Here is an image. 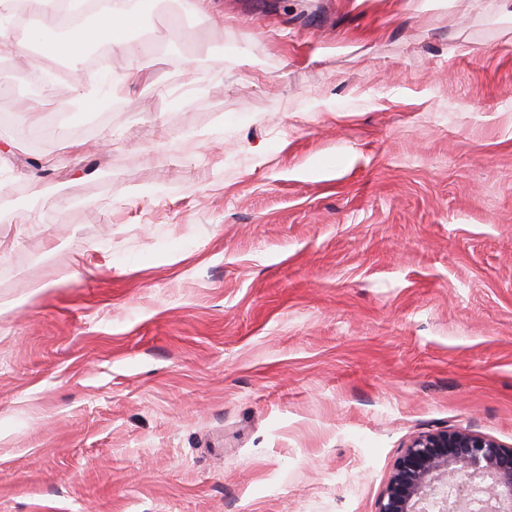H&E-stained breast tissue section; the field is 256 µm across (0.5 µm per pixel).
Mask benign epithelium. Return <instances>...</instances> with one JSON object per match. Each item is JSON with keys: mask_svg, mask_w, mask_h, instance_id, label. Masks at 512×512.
<instances>
[{"mask_svg": "<svg viewBox=\"0 0 512 512\" xmlns=\"http://www.w3.org/2000/svg\"><path fill=\"white\" fill-rule=\"evenodd\" d=\"M377 512H512V446L453 428L413 437Z\"/></svg>", "mask_w": 512, "mask_h": 512, "instance_id": "1", "label": "benign epithelium"}]
</instances>
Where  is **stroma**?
Returning a JSON list of instances; mask_svg holds the SVG:
<instances>
[{
    "mask_svg": "<svg viewBox=\"0 0 512 512\" xmlns=\"http://www.w3.org/2000/svg\"><path fill=\"white\" fill-rule=\"evenodd\" d=\"M505 7L142 0L111 112L13 53L0 512H376L421 433L512 446Z\"/></svg>",
    "mask_w": 512,
    "mask_h": 512,
    "instance_id": "obj_1",
    "label": "stroma"
}]
</instances>
